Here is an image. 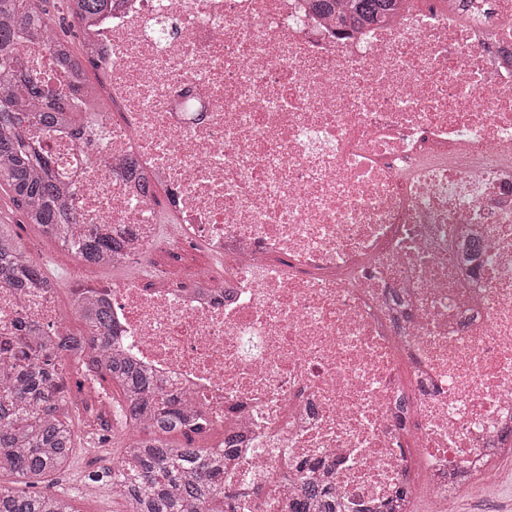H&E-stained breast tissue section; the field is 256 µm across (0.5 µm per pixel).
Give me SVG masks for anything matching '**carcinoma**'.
Masks as SVG:
<instances>
[{"label":"carcinoma","instance_id":"1","mask_svg":"<svg viewBox=\"0 0 512 512\" xmlns=\"http://www.w3.org/2000/svg\"><path fill=\"white\" fill-rule=\"evenodd\" d=\"M45 0H0V196L22 209L26 223L76 257L96 262L112 256L117 242L94 228L67 234L64 224H74L62 199L63 191L53 178L52 160L27 138L33 122L47 126L78 123L67 107L66 96L23 72L14 51L18 35H38L52 46L54 56L76 81L72 92L82 95L92 112H107L104 100L89 83L88 50L77 53L69 41L56 34V21ZM393 0H359L356 13L370 20L389 9ZM81 36L112 7V0H63ZM42 275L39 264L28 259L17 242L12 225L0 220V280L23 288ZM80 318L84 331L57 344V352L31 366L9 365L0 356V512H77L73 498L62 493L35 491L49 477L67 471L75 456L76 434L72 413L78 410L68 395L65 365L59 353L88 349L78 370L91 378L97 395L107 394L102 382L110 381L120 394L115 414L122 428L141 430L112 436L116 467H103L88 476L104 483L112 496L123 500L124 512H237L233 495L224 492V450L230 447L233 422L224 421L222 439L215 445L196 442V429L188 425L179 401L130 359L110 351L112 321L108 312L89 305ZM186 442L177 444L172 435ZM302 495L290 505L291 512H310L313 503L324 512H338L336 490L318 477L314 464L298 466Z\"/></svg>","mask_w":512,"mask_h":512}]
</instances>
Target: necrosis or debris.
<instances>
[{
    "mask_svg": "<svg viewBox=\"0 0 512 512\" xmlns=\"http://www.w3.org/2000/svg\"><path fill=\"white\" fill-rule=\"evenodd\" d=\"M314 4L113 0L87 36L113 112L29 137L127 275L0 284V347L68 335L69 288L195 425L235 423L246 512H288L304 460L344 512L415 466L430 512H457L512 433V0H394L354 26L352 0ZM15 55L69 94L48 42ZM159 237L209 253L195 287H148Z\"/></svg>",
    "mask_w": 512,
    "mask_h": 512,
    "instance_id": "4bbe7bcc",
    "label": "necrosis or debris"
}]
</instances>
